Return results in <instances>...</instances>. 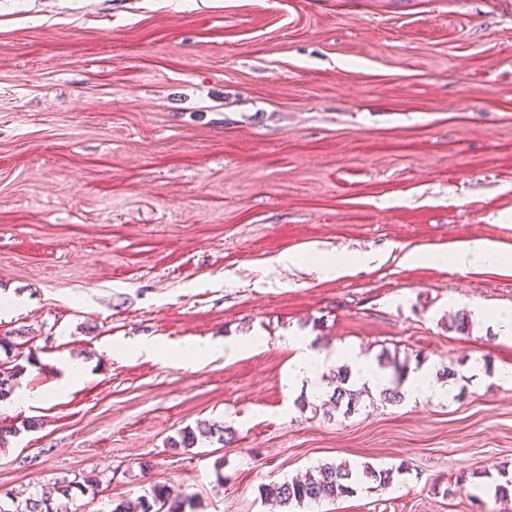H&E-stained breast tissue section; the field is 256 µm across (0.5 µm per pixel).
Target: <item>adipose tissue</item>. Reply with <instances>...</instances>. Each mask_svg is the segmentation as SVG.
Returning <instances> with one entry per match:
<instances>
[{"label": "adipose tissue", "mask_w": 512, "mask_h": 512, "mask_svg": "<svg viewBox=\"0 0 512 512\" xmlns=\"http://www.w3.org/2000/svg\"><path fill=\"white\" fill-rule=\"evenodd\" d=\"M403 262L430 264H450L461 272L477 271L488 266L512 267V254L503 253L498 246L476 239L463 243L452 254H444L436 248L413 249L404 253ZM288 343L293 350L291 357V377L289 386H303L311 393L321 391L320 378L323 371L331 366L348 365L353 381L379 389L387 386L388 371L380 369L371 359L351 346H339L335 350L318 349L313 337L295 335ZM264 341L257 336L244 339H229L223 342L198 341L187 347L184 356L192 362H207L227 356L233 357L244 352H255L262 348Z\"/></svg>", "instance_id": "ef3b65f1"}]
</instances>
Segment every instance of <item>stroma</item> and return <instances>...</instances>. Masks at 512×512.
Segmentation results:
<instances>
[{"label":"stroma","instance_id":"obj_1","mask_svg":"<svg viewBox=\"0 0 512 512\" xmlns=\"http://www.w3.org/2000/svg\"><path fill=\"white\" fill-rule=\"evenodd\" d=\"M476 237L512 253V0H0V293L23 300L0 336L31 337L0 360L36 397L0 406V495L91 477L69 512L156 485L286 512L262 485L346 462L396 475L300 512H512L486 490L512 465V344L449 327L512 307V270L401 260ZM290 333L464 381L328 419L288 393ZM239 335L266 345L178 354ZM212 421L234 442L170 448ZM369 262V258L362 256L343 258L330 255L322 257L319 260V266L325 278H339L354 273L356 270L366 266ZM265 341L258 336L244 339H229L224 342L200 340L184 350V357L191 362H207L227 356L233 357L244 352L258 351Z\"/></svg>","mask_w":512,"mask_h":512}]
</instances>
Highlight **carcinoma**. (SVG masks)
<instances>
[{"instance_id":"carcinoma-1","label":"carcinoma","mask_w":512,"mask_h":512,"mask_svg":"<svg viewBox=\"0 0 512 512\" xmlns=\"http://www.w3.org/2000/svg\"><path fill=\"white\" fill-rule=\"evenodd\" d=\"M378 366L385 370L392 368L391 384L379 390L380 400L398 405L404 400L401 392L406 375L410 372L408 361H399V358L388 352H382L377 359ZM19 366H7L0 362V402L11 398L16 388V376ZM371 390L366 385H359L350 379L348 366L336 367V387L329 395L328 401L323 404V413L329 414V409H338L346 406L345 413L355 410L364 396H370ZM228 433L221 422H212L197 432L189 427L183 428L178 437L170 439L172 448H192L198 438L224 444ZM499 478L490 485V491L495 497L506 498L512 495V477L508 468L498 469ZM371 479L378 483V487L386 489L394 480L393 469L377 470L370 465L362 469H354L347 463L324 462L313 466L304 477L271 483L262 487V495L273 499L284 507L296 505H317L322 501L336 500L350 496L357 492L362 479ZM98 484L95 480L70 479L66 476L49 481L36 489L35 492L21 498L17 495L5 494L0 497V512H68L67 503L73 500L78 493H96ZM194 508V498L191 496L174 497L164 485H155L151 491L134 501H122L111 512H186Z\"/></svg>"}]
</instances>
